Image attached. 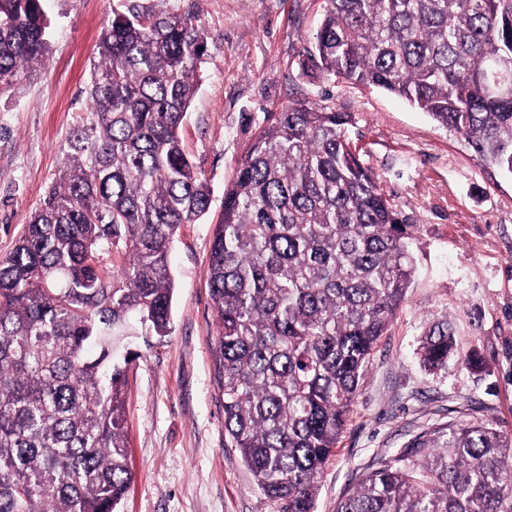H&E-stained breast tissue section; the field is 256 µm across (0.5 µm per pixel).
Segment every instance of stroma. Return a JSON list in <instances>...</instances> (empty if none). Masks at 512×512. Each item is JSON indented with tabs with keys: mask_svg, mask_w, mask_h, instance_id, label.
<instances>
[{
	"mask_svg": "<svg viewBox=\"0 0 512 512\" xmlns=\"http://www.w3.org/2000/svg\"><path fill=\"white\" fill-rule=\"evenodd\" d=\"M51 51L38 76L0 97V258L56 183L69 131L86 108L97 45L113 13L194 11L209 59L179 128L212 192L210 211L173 244L172 328L127 340L128 465L120 512H279L224 432L206 259L224 189L270 113L309 100L348 112V136L389 202L416 225V272L373 350L319 479L313 512L339 502L431 427L474 418L512 430V178L489 172L456 134L406 101L299 67L325 0H47ZM447 317L460 355L430 373L416 355L428 321Z\"/></svg>",
	"mask_w": 512,
	"mask_h": 512,
	"instance_id": "obj_1",
	"label": "stroma"
}]
</instances>
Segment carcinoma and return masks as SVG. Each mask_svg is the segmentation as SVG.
I'll return each instance as SVG.
<instances>
[{
  "label": "carcinoma",
  "instance_id": "obj_1",
  "mask_svg": "<svg viewBox=\"0 0 512 512\" xmlns=\"http://www.w3.org/2000/svg\"><path fill=\"white\" fill-rule=\"evenodd\" d=\"M45 0H0V95L49 50ZM208 56L189 13L112 16L58 182L0 259V512H117L131 484L129 336L169 335L170 250L210 190L179 128ZM512 0H326L301 67L407 100L512 177ZM348 112L298 101L249 145L212 237L224 431L279 512H313L369 357L414 273ZM122 249L112 274L101 253ZM417 354L457 356L448 317ZM337 512H512V432L448 423L379 462Z\"/></svg>",
  "mask_w": 512,
  "mask_h": 512
}]
</instances>
